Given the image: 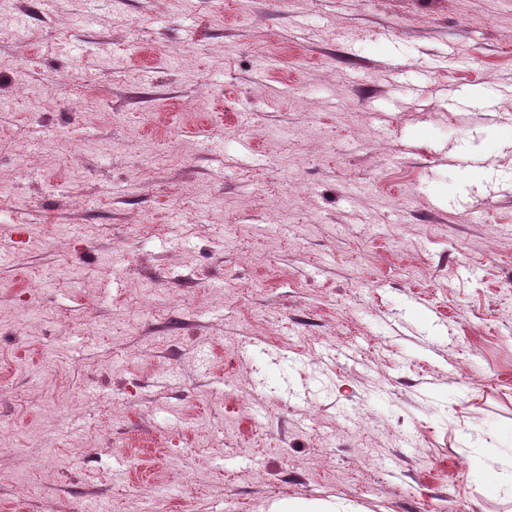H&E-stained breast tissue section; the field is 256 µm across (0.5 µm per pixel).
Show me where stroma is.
Listing matches in <instances>:
<instances>
[{
    "label": "stroma",
    "mask_w": 512,
    "mask_h": 512,
    "mask_svg": "<svg viewBox=\"0 0 512 512\" xmlns=\"http://www.w3.org/2000/svg\"><path fill=\"white\" fill-rule=\"evenodd\" d=\"M509 446L512 0L0 10V512H512ZM346 507L331 502L284 500L274 504L271 512H347Z\"/></svg>",
    "instance_id": "1"
}]
</instances>
